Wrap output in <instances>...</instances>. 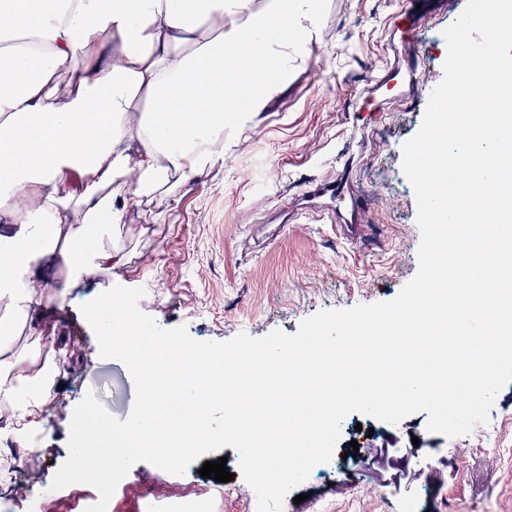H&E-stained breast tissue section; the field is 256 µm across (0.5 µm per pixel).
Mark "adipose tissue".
I'll use <instances>...</instances> for the list:
<instances>
[{
  "label": "adipose tissue",
  "instance_id": "obj_1",
  "mask_svg": "<svg viewBox=\"0 0 512 512\" xmlns=\"http://www.w3.org/2000/svg\"><path fill=\"white\" fill-rule=\"evenodd\" d=\"M320 0H0V413L35 421L57 369L24 343L49 273L121 264L130 204L224 159L289 53L323 36ZM82 178L73 191V178Z\"/></svg>",
  "mask_w": 512,
  "mask_h": 512
}]
</instances>
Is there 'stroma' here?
<instances>
[{
	"label": "stroma",
	"mask_w": 512,
	"mask_h": 512,
	"mask_svg": "<svg viewBox=\"0 0 512 512\" xmlns=\"http://www.w3.org/2000/svg\"><path fill=\"white\" fill-rule=\"evenodd\" d=\"M421 19L401 14L399 0H324L320 23L329 38L302 47L288 79L254 131L224 133V161L176 190L168 206H130L121 229L123 265L69 283L47 298L35 331L55 352L60 390L48 398L39 427L41 456L17 480L0 483L15 501L17 483L51 484L69 456L74 407L94 392L127 419L135 384L126 366L101 358L81 313L114 286L144 288L141 311L160 327L185 326L199 342L295 334L302 320L328 310L390 301L416 274L421 233L402 149L420 129L429 96L443 77V32L466 0H437ZM406 51L418 84L407 96L367 100L369 80ZM346 180L366 200L361 240L337 235L326 216L275 219L317 181ZM491 418L503 420L497 453L476 452L465 437L447 471L382 468L371 462L355 487L313 481L301 494L326 512H401L391 490L411 483L436 488L434 512H512V383L497 395Z\"/></svg>",
	"instance_id": "stroma-1"
}]
</instances>
